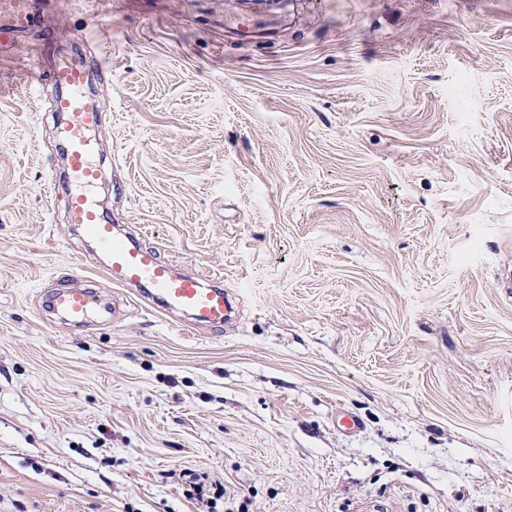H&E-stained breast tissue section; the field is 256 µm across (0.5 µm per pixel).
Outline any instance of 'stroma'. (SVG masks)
<instances>
[{
    "mask_svg": "<svg viewBox=\"0 0 512 512\" xmlns=\"http://www.w3.org/2000/svg\"><path fill=\"white\" fill-rule=\"evenodd\" d=\"M39 3L0 61V512H512V0ZM70 50L100 208L233 325L117 287L49 193ZM61 278L112 323L51 322Z\"/></svg>",
    "mask_w": 512,
    "mask_h": 512,
    "instance_id": "1",
    "label": "stroma"
}]
</instances>
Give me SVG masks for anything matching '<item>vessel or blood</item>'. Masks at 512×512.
Listing matches in <instances>:
<instances>
[{
	"mask_svg": "<svg viewBox=\"0 0 512 512\" xmlns=\"http://www.w3.org/2000/svg\"><path fill=\"white\" fill-rule=\"evenodd\" d=\"M39 35L35 0H0V60L12 56L19 38ZM49 79L61 90L54 109L61 116L57 134L66 147L71 223L77 224L106 257L113 282L146 289L162 307L187 313L191 327H223L232 313L223 289L202 287L199 277L178 271L161 260L155 249L133 244L103 223L95 200L100 170L89 140L99 117L82 104L87 73L83 65L65 61L52 70ZM46 307L75 327L104 324L110 318L109 306L93 289L75 288L66 282L51 290Z\"/></svg>",
	"mask_w": 512,
	"mask_h": 512,
	"instance_id": "vessel-or-blood-1",
	"label": "vessel or blood"
}]
</instances>
